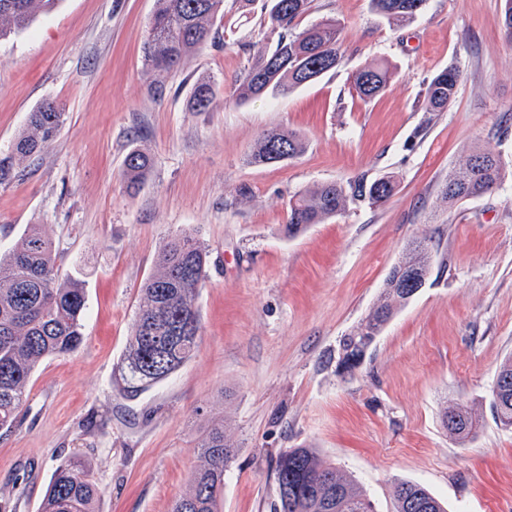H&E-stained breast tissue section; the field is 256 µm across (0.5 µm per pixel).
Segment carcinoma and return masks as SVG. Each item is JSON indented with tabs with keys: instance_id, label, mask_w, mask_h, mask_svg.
I'll return each instance as SVG.
<instances>
[{
	"instance_id": "obj_1",
	"label": "carcinoma",
	"mask_w": 512,
	"mask_h": 512,
	"mask_svg": "<svg viewBox=\"0 0 512 512\" xmlns=\"http://www.w3.org/2000/svg\"><path fill=\"white\" fill-rule=\"evenodd\" d=\"M372 10L392 26L413 21L427 0H370ZM57 0H0V39L27 28L40 12L51 11ZM266 24L277 34L270 50L251 59L244 76L234 84L240 102L261 99L268 93L286 94L337 69L343 62V28L334 19L296 31L308 12L310 0H269ZM224 0H156L143 50L145 61L158 72H171L185 58L215 40L216 23ZM392 76L387 64L369 63L353 78L358 97L378 96ZM459 70L448 67L427 84L422 105L427 112H442L456 95ZM215 99L210 78L198 79L188 104L194 112L208 111ZM66 112L46 100L29 113L10 153L0 156V184L10 182L16 168L41 152L59 132ZM305 140L286 128L261 134L247 161L253 165L279 163L302 155ZM151 167L139 148L125 157L122 178L127 188L140 189ZM508 175L500 156L475 150L463 156L440 189L447 206L477 199L498 189ZM395 181L386 176L370 183L363 178L320 183L295 195L288 204L282 232L295 237L313 224L346 209L351 200L372 205L386 203ZM207 246L190 234L176 236L162 248L153 273L142 288L138 312L126 353L118 365L117 382L129 397H136L182 367L197 350L200 315L197 300L209 264ZM433 264L426 239L410 241L384 280L377 302L340 341V365L355 370L366 351L399 308L407 305L425 285ZM87 297L81 280L58 278L52 243L32 226L12 252L0 255V429H11L27 399L35 369L50 357L74 353L83 342ZM498 422L512 428V358L499 369L492 390ZM443 425L448 434L465 442L476 433L478 419L455 404L446 409ZM199 463L189 490L173 503L171 512H221L224 481L235 457V446L224 421L213 420L200 442ZM275 512H375L366 492L338 467L321 459L309 446L283 451L275 465ZM98 489L78 460L60 464L46 489L41 512H95ZM393 512H446L423 486L400 481L393 487Z\"/></svg>"
}]
</instances>
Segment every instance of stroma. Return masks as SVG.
Returning a JSON list of instances; mask_svg holds the SVG:
<instances>
[{
    "mask_svg": "<svg viewBox=\"0 0 512 512\" xmlns=\"http://www.w3.org/2000/svg\"><path fill=\"white\" fill-rule=\"evenodd\" d=\"M264 0H224L215 42L176 71L147 65L155 0H58L28 29L0 40V154L43 100L66 119L39 157L0 185V251L38 226L60 279L88 298L83 342L46 359L16 425L0 430V512H40L56 467H87L96 512H170L197 464L210 420L237 448L223 512H271L273 466L311 446L392 512L396 482L426 487L448 512H512V430L495 420L492 389L512 356V178L453 207L439 201L448 171L474 146L512 167V44L504 0H427L397 29L369 0H311L301 26H343L345 62L289 93L232 96L257 50L274 41ZM388 61L386 90L364 101L361 66ZM461 73L443 112L422 109L438 70ZM209 111L188 106L200 77ZM306 141L294 159L255 167L247 155L267 129ZM134 148L152 169L139 193L122 183ZM396 177L384 205L357 201L288 238V202L322 182ZM191 233L210 251L200 340L169 379L127 398L114 379L140 289L163 245ZM427 238L431 275L389 322L353 374L340 340L376 303L404 246ZM472 409L466 444L445 430L447 406Z\"/></svg>",
    "mask_w": 512,
    "mask_h": 512,
    "instance_id": "1",
    "label": "stroma"
}]
</instances>
